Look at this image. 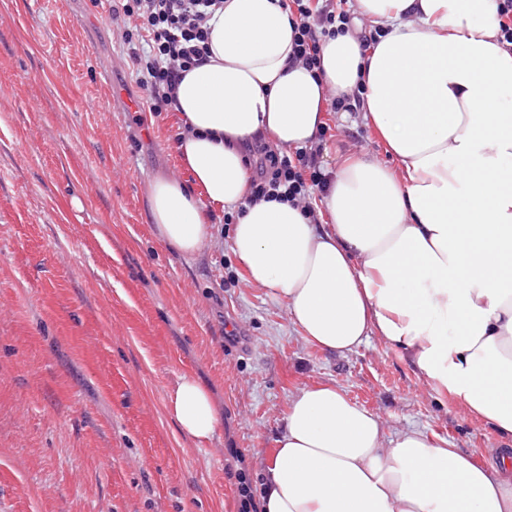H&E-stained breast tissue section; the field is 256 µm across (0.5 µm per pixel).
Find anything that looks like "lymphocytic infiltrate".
<instances>
[{
    "instance_id": "f902f5d3",
    "label": "lymphocytic infiltrate",
    "mask_w": 512,
    "mask_h": 512,
    "mask_svg": "<svg viewBox=\"0 0 512 512\" xmlns=\"http://www.w3.org/2000/svg\"><path fill=\"white\" fill-rule=\"evenodd\" d=\"M223 5L224 0H123L121 11L135 30L124 42L149 111L175 110L177 86L205 60L208 23ZM288 7L296 18L293 58L317 69L321 40L353 20L348 0H289ZM326 142L322 135L314 145L290 151L256 136L249 148L254 167L249 201L274 198L314 214L311 197L324 183L320 157Z\"/></svg>"
}]
</instances>
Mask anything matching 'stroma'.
I'll return each instance as SVG.
<instances>
[{
    "mask_svg": "<svg viewBox=\"0 0 512 512\" xmlns=\"http://www.w3.org/2000/svg\"><path fill=\"white\" fill-rule=\"evenodd\" d=\"M107 0H0V512H239L261 491L289 397L332 383L488 467L501 445L371 337L329 355L249 285L216 225L191 259L153 234L146 194L188 180L178 119L144 100ZM331 156L390 157L360 113H326ZM191 374L223 416L197 447L166 393Z\"/></svg>",
    "mask_w": 512,
    "mask_h": 512,
    "instance_id": "1",
    "label": "stroma"
}]
</instances>
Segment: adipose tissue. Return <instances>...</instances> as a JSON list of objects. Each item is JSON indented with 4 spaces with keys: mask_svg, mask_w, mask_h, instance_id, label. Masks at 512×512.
<instances>
[{
    "mask_svg": "<svg viewBox=\"0 0 512 512\" xmlns=\"http://www.w3.org/2000/svg\"><path fill=\"white\" fill-rule=\"evenodd\" d=\"M498 6L357 0L379 37L367 50L354 30L323 39L314 75L293 60L295 23L278 0H224L207 60L177 88L190 180L151 181L157 239L194 257L212 235L207 206L243 207L231 250L310 342L342 356L379 336L507 443L488 470L421 430L387 434L336 385L303 387L262 512H512V51ZM331 94L359 96L392 164L365 155L328 167L325 224L289 202H246L243 143L311 145ZM166 410L199 445L220 427L211 392L187 374Z\"/></svg>",
    "mask_w": 512,
    "mask_h": 512,
    "instance_id": "obj_1",
    "label": "adipose tissue"
}]
</instances>
